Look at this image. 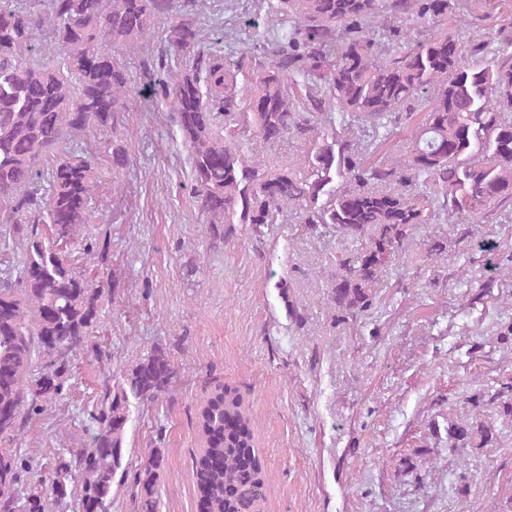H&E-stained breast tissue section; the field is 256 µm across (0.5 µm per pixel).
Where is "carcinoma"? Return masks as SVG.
Masks as SVG:
<instances>
[{"label": "carcinoma", "mask_w": 512, "mask_h": 512, "mask_svg": "<svg viewBox=\"0 0 512 512\" xmlns=\"http://www.w3.org/2000/svg\"><path fill=\"white\" fill-rule=\"evenodd\" d=\"M261 2L279 28L246 22L251 46L221 61L201 47L196 0H0V512H48V502L70 497L79 512H108L115 479L127 475L131 400L156 399L174 376L162 351L139 359L91 415L88 448L57 453L50 476L24 483L29 459L16 440L26 420L64 395L71 357L91 345L100 299L113 292L111 280L89 278L72 259L91 262L107 240L81 235L97 219L98 174L82 148L65 145L90 129L117 132L135 84L171 109L213 245L237 224L261 237L287 209L309 230L367 236L330 286L343 318L370 309L374 282L420 225L442 215L481 223L512 206L511 30L498 33L495 49L466 50L446 32L411 38L452 12V0ZM156 34L164 53L133 75L121 52ZM167 50L185 68L168 64ZM336 111L343 125L371 130L365 146L326 134ZM416 112L408 150L371 159L400 114ZM288 136L302 147L303 174L272 170L249 149L255 138ZM12 242L23 245L19 262ZM198 422L200 512H265L269 488L241 396L214 391ZM487 438L482 425L449 430L454 448ZM163 462L156 449L135 470L134 512H156Z\"/></svg>", "instance_id": "carcinoma-1"}]
</instances>
